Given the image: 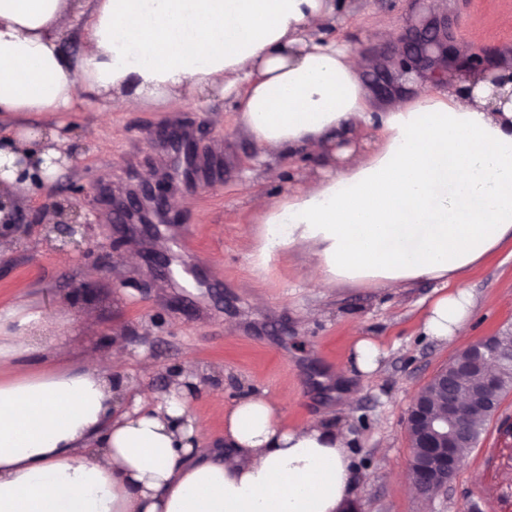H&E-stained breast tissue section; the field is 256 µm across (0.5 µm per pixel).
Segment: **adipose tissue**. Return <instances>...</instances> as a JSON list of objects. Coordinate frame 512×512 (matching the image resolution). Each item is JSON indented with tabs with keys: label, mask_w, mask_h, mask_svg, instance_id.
Masks as SVG:
<instances>
[{
	"label": "adipose tissue",
	"mask_w": 512,
	"mask_h": 512,
	"mask_svg": "<svg viewBox=\"0 0 512 512\" xmlns=\"http://www.w3.org/2000/svg\"><path fill=\"white\" fill-rule=\"evenodd\" d=\"M79 20L69 54L63 20ZM335 0H0V197L50 183L65 159L54 118L103 94L123 108L218 92L255 144L313 159L288 196L252 198L255 266L298 246L308 282L390 293L428 281L425 336L469 340L465 286L512 241V57L448 76L402 77L376 108L366 62L320 36ZM38 115L33 133L19 119ZM41 310L0 313V512H342L357 493L349 436L329 417L286 426L282 403L246 392L224 412L225 451L201 452L186 354L164 403L126 392L120 344L61 366L34 342Z\"/></svg>",
	"instance_id": "ef3b65f1"
}]
</instances>
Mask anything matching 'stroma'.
<instances>
[{
    "instance_id": "1",
    "label": "stroma",
    "mask_w": 512,
    "mask_h": 512,
    "mask_svg": "<svg viewBox=\"0 0 512 512\" xmlns=\"http://www.w3.org/2000/svg\"><path fill=\"white\" fill-rule=\"evenodd\" d=\"M447 24L448 45L494 62L512 48V0H338L322 33L344 39L370 62L367 83L383 73L392 46L382 28L412 32L420 16ZM481 16L473 27L472 16ZM72 142L68 162L51 184L35 187L21 206L20 228L0 231V309L27 304L43 311L41 344L60 363L86 352L123 345L131 392L162 400L186 352L200 365L191 409L202 449L224 445V410L247 390L285 398L284 423L301 426L331 412L352 437L359 512H512V394L489 421L476 448L448 485L425 500L407 492L411 447L405 418L418 390L455 356V348L420 333L433 285L420 282L392 294L378 288L317 287L305 279L307 252L298 248L256 268L246 242L260 229L252 194L276 200L314 175L303 154L288 158L261 151L237 121L232 103H186L169 112L149 104L131 111L117 104L63 115ZM161 127L192 132L193 155L184 158L149 134ZM169 194L170 224L193 234L202 264L198 287L169 274L181 255L155 262L162 245L155 224L119 218L144 183ZM100 196L91 239L83 249L54 232L80 216L77 190ZM141 244L130 263L131 241ZM69 255L61 263L60 255ZM90 283L87 291L79 283ZM466 285L474 297L472 339L512 327V243H506ZM238 326L227 334L226 323ZM374 337L383 355L375 373L356 376L344 400L323 383L346 360L351 332Z\"/></svg>"
}]
</instances>
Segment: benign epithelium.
<instances>
[{
  "label": "benign epithelium",
  "instance_id": "obj_1",
  "mask_svg": "<svg viewBox=\"0 0 512 512\" xmlns=\"http://www.w3.org/2000/svg\"><path fill=\"white\" fill-rule=\"evenodd\" d=\"M447 38L448 33L437 23L422 21L409 43L411 71L436 70V60L429 49L442 46ZM91 213L93 210H88L81 222L59 223L56 229L63 238L74 243L76 235L87 236ZM456 358L457 365L452 374H439L436 394L429 395L426 390H421L408 410L407 428L425 458L421 475L424 483L430 486L427 492L430 498L448 489L449 479L463 463L458 449L467 441L468 412L480 397L486 404H492L491 392L512 372V345L502 343L496 335L470 344Z\"/></svg>",
  "mask_w": 512,
  "mask_h": 512
}]
</instances>
